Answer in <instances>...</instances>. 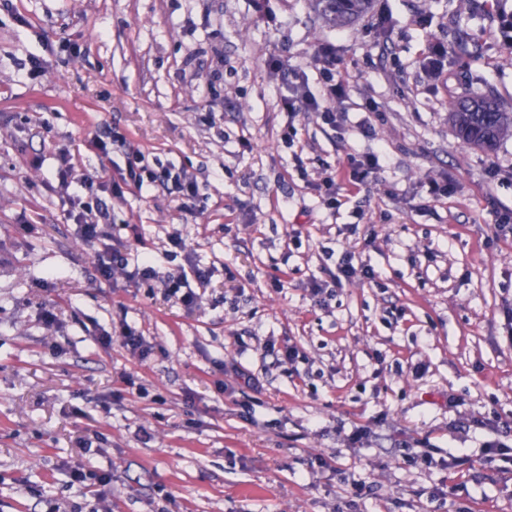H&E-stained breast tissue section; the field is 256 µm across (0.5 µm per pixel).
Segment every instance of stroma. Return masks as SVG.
<instances>
[{"label": "stroma", "mask_w": 512, "mask_h": 512, "mask_svg": "<svg viewBox=\"0 0 512 512\" xmlns=\"http://www.w3.org/2000/svg\"><path fill=\"white\" fill-rule=\"evenodd\" d=\"M433 40L448 47L436 81L420 70ZM324 41L351 78L342 131L279 112L265 66L318 88ZM487 94L512 112V44L483 0H373L341 29L313 0L0 4V512H512V462L485 464L480 433L454 431L463 416L512 421V232L495 231L512 225V136L484 151L448 123L452 101ZM106 126L198 179L191 214L158 186L102 196L107 232L161 272L212 269L196 310L97 277L66 215L59 157L99 170L90 140ZM372 151L384 169L352 186L347 155ZM329 175L336 209L315 188ZM433 178L447 195L429 196ZM174 232L187 249L172 255ZM346 249L375 280L315 306L308 282ZM124 322L146 359L115 340ZM268 340L296 346V365L266 369ZM398 435L431 463L389 447ZM76 469L111 475L106 501L72 486Z\"/></svg>", "instance_id": "35a3bbf8"}]
</instances>
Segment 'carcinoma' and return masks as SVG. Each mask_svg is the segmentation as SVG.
I'll return each instance as SVG.
<instances>
[{
  "mask_svg": "<svg viewBox=\"0 0 512 512\" xmlns=\"http://www.w3.org/2000/svg\"><path fill=\"white\" fill-rule=\"evenodd\" d=\"M323 19L336 27H343L362 16L370 0H317ZM451 124L461 140L474 148H494L503 138L512 134V113L502 111L491 98L461 99L453 102L449 113Z\"/></svg>",
  "mask_w": 512,
  "mask_h": 512,
  "instance_id": "carcinoma-1",
  "label": "carcinoma"
}]
</instances>
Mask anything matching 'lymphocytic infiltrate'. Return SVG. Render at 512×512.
Segmentation results:
<instances>
[{
  "label": "lymphocytic infiltrate",
  "mask_w": 512,
  "mask_h": 512,
  "mask_svg": "<svg viewBox=\"0 0 512 512\" xmlns=\"http://www.w3.org/2000/svg\"><path fill=\"white\" fill-rule=\"evenodd\" d=\"M312 63L321 76L322 93L313 92L305 78L299 74H287L284 63L277 58L269 59L267 68L270 74L283 78L284 83L279 94L277 106L288 116L299 112L316 115L325 124L336 125L348 118L343 104L349 96V85L336 75V51L332 43L324 42L317 46L312 54ZM56 178L62 188L73 189L71 198L72 216L80 227L82 239L97 248L96 270L101 279L114 282L120 279L150 284L160 283L167 296L179 297L188 308L200 302L197 286L206 285L210 279L207 269L196 267L192 272L160 274L150 258H142L137 265H130L127 253L119 248L103 246L102 227L111 223L112 214L108 209L99 207L98 195L110 191L113 198H123L126 189L142 188L151 184L180 195L186 201H193L199 194V184L193 173L182 169L156 171L148 168L143 156H136L130 162L126 172L120 178L109 174L93 175L76 169L70 162H63L56 171ZM375 272L370 264L362 260L354 251H342L332 273L330 281L314 280L310 283V292L317 302H324L330 296L331 284L355 280H370ZM484 430L481 442L482 460L490 464L512 457V423L497 419L474 420L461 423L462 431L470 428Z\"/></svg>",
  "instance_id": "obj_1"
}]
</instances>
